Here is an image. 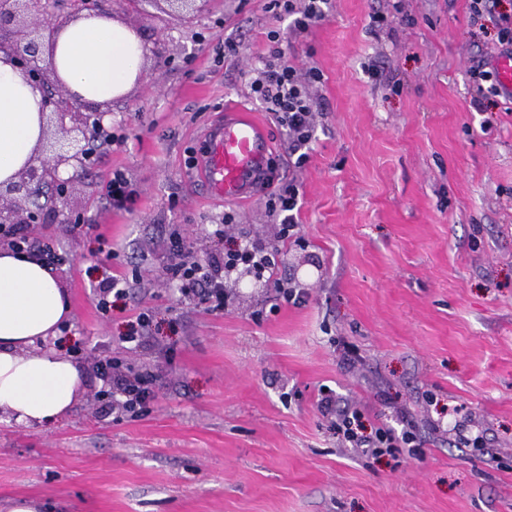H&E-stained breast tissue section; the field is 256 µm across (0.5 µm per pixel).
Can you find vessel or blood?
<instances>
[{
  "label": "vessel or blood",
  "mask_w": 512,
  "mask_h": 512,
  "mask_svg": "<svg viewBox=\"0 0 512 512\" xmlns=\"http://www.w3.org/2000/svg\"><path fill=\"white\" fill-rule=\"evenodd\" d=\"M206 150L198 165L210 196L240 200L265 180L269 142L265 128L245 112H228L205 134Z\"/></svg>",
  "instance_id": "1"
}]
</instances>
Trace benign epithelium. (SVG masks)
<instances>
[{"label": "benign epithelium", "mask_w": 512, "mask_h": 512, "mask_svg": "<svg viewBox=\"0 0 512 512\" xmlns=\"http://www.w3.org/2000/svg\"><path fill=\"white\" fill-rule=\"evenodd\" d=\"M164 3V11L184 19L195 17L208 0H148ZM74 17L109 13L108 0H0V52L6 53L27 83L41 90L46 124L61 137L41 146V155L23 170L18 180L0 185V236L9 234L14 224H44L73 221L65 202L75 190L78 173L92 164L89 132L104 127L105 113L75 101L48 66L43 48L57 30L59 11ZM46 184L56 186L58 205L38 209L33 197Z\"/></svg>", "instance_id": "obj_1"}]
</instances>
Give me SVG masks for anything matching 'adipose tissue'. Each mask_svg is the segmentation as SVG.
<instances>
[{
  "label": "adipose tissue",
  "mask_w": 512,
  "mask_h": 512,
  "mask_svg": "<svg viewBox=\"0 0 512 512\" xmlns=\"http://www.w3.org/2000/svg\"><path fill=\"white\" fill-rule=\"evenodd\" d=\"M144 52L141 34L106 14L60 27L46 58L74 99L106 104L136 84ZM44 136L41 92L0 53V184L38 155ZM69 311L51 267L0 248V414L42 426L70 412L85 369L50 345Z\"/></svg>",
  "instance_id": "adipose-tissue-1"
}]
</instances>
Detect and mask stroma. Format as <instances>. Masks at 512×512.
<instances>
[{
	"instance_id": "obj_1",
	"label": "stroma",
	"mask_w": 512,
	"mask_h": 512,
	"mask_svg": "<svg viewBox=\"0 0 512 512\" xmlns=\"http://www.w3.org/2000/svg\"><path fill=\"white\" fill-rule=\"evenodd\" d=\"M470 0H331L308 32L269 0H207L193 19L111 0L147 43L142 79L107 104L124 143L96 148L69 224H29L69 256L55 274L71 312L56 346L86 370L47 426L0 418V502L50 512H512V99L475 111L474 60L495 58L498 11ZM277 32L288 63L316 69V130L302 165L248 94ZM237 46L224 52L225 42ZM229 110L268 134L269 161L300 193L283 231L267 190L210 199L192 155ZM137 194L113 210V172ZM277 254L274 278L225 280L223 312L168 281L170 236L199 259L211 225ZM128 294L100 310L107 277ZM152 333L126 342L140 314ZM155 367L142 415L112 409L95 361ZM367 432L409 433L379 457L342 447L320 393Z\"/></svg>"
}]
</instances>
